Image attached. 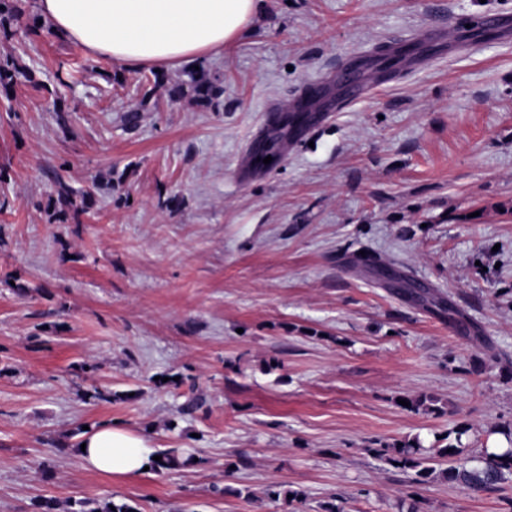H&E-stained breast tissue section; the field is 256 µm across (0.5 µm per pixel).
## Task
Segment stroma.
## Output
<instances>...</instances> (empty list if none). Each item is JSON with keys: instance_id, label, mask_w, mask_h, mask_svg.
<instances>
[{"instance_id": "1", "label": "stroma", "mask_w": 512, "mask_h": 512, "mask_svg": "<svg viewBox=\"0 0 512 512\" xmlns=\"http://www.w3.org/2000/svg\"><path fill=\"white\" fill-rule=\"evenodd\" d=\"M482 14L512 17V0H264L203 61L223 89L207 105L194 64L93 60L46 24L0 34V59L35 77L0 93V512H406L412 493L419 512H512V486L417 484L372 454L463 426L477 456L512 423V29L466 27ZM451 23L453 41L406 40ZM381 49L405 52L390 77L354 73L363 97L316 101L277 166L245 167L272 103L335 91L337 68ZM61 182L92 207L55 220ZM360 252L451 300L471 334L346 266ZM420 396L431 409L398 404ZM104 422L201 463L88 470L74 448ZM114 507V510H111ZM66 512H137L136 508L125 501L108 500L103 503L75 501Z\"/></svg>"}]
</instances>
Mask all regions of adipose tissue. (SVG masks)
Instances as JSON below:
<instances>
[{"label": "adipose tissue", "instance_id": "1", "mask_svg": "<svg viewBox=\"0 0 512 512\" xmlns=\"http://www.w3.org/2000/svg\"><path fill=\"white\" fill-rule=\"evenodd\" d=\"M263 0H39L43 22L79 43L90 58L126 66L167 68L200 61L234 44ZM79 457L113 477L143 473L153 448L147 438L103 423L79 437Z\"/></svg>", "mask_w": 512, "mask_h": 512}]
</instances>
